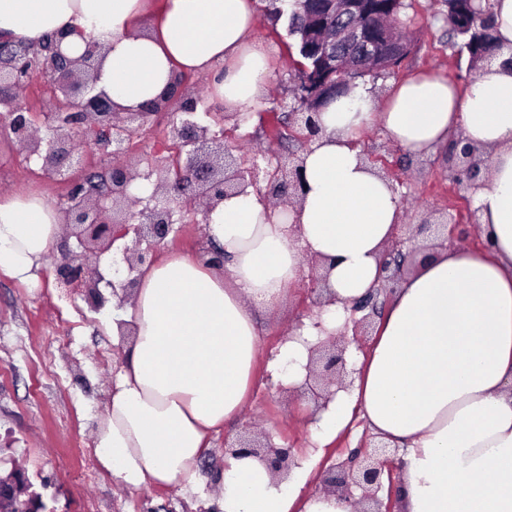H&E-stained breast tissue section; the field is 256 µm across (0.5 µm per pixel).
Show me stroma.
I'll list each match as a JSON object with an SVG mask.
<instances>
[{
	"mask_svg": "<svg viewBox=\"0 0 512 512\" xmlns=\"http://www.w3.org/2000/svg\"><path fill=\"white\" fill-rule=\"evenodd\" d=\"M441 4L442 0H414L409 56L394 73L361 80L375 100H383L393 83L431 66L441 67L449 79L462 84L475 76L467 53L449 49L446 26L434 18ZM268 6L269 0H256L254 36L269 48L272 86L268 95L250 107L245 121L225 112L223 104L211 96L204 78L192 76L187 82L211 109L208 125L223 128L225 143L238 146L244 158L257 152L270 159L284 158L304 151L299 139L281 141L276 136L290 122L298 51L285 23L271 25L266 17ZM362 145L377 167L387 168L399 178L404 223H431L436 212L445 211L466 224L464 243L478 245L479 235L468 224L471 195L453 181L446 150L414 156L376 127L364 134ZM173 153L167 119L159 116L135 132L128 161L143 171ZM0 190L37 194L57 208L66 203L64 185L45 177L39 165L27 160L4 136H0ZM69 244V239H59L51 257L37 270L36 284L0 272V445L11 449L16 465L24 469L54 512H205L201 494L215 492L224 474V439L246 425L301 457L313 447L307 421L311 395L296 396L262 369L240 415L225 423L222 434L213 437L200 461L204 491L180 485H119L100 466L93 438L112 390V373L121 365L123 353L105 333L104 316L90 311L82 296L67 295L57 283L54 260ZM311 312V299L301 281L279 313H257L263 359L274 357L288 330ZM372 440L365 421L354 418L314 464L307 492L323 491L329 465Z\"/></svg>",
	"mask_w": 512,
	"mask_h": 512,
	"instance_id": "stroma-1",
	"label": "stroma"
}]
</instances>
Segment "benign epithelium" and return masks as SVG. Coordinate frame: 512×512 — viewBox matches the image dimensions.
<instances>
[{"label": "benign epithelium", "instance_id": "obj_1", "mask_svg": "<svg viewBox=\"0 0 512 512\" xmlns=\"http://www.w3.org/2000/svg\"><path fill=\"white\" fill-rule=\"evenodd\" d=\"M365 0H323L322 11L340 9L359 13ZM312 27L304 43L316 52L329 43L322 30V15H310ZM62 37L49 35L36 45L19 43L0 37V131L17 143L27 158L35 159L48 178L67 185L66 205L61 209L62 229L67 238L76 241V249L68 250L56 266L58 283L74 293L83 295L89 308L99 312L108 298L102 289L121 288L129 297L137 285L140 267L155 260L158 248L177 224L176 214L193 208L207 215L230 194L245 192L249 186L260 191L259 179L267 182L268 192L298 195L301 188V157L267 161L265 167L252 163L242 168L232 149L224 146V137L197 118L186 108L198 106V100L183 92L178 81L168 96L154 101L140 112H117L112 99L104 93H93V81L98 67L100 48L90 43L78 57L72 58L62 50ZM47 72L54 84V101L46 113L48 134L37 133L35 113L18 102L17 90L28 86L32 74ZM309 80L298 85L297 100L304 109L303 139L309 142L319 133L313 113L305 111L313 100L304 91ZM172 116L171 137L178 150L169 164L135 172L126 163H108L104 188H94L92 176L77 174L81 167L71 133L83 130L103 156L112 157L128 152L127 142L132 134L130 123L157 115ZM448 158L458 159L461 166L454 172L459 185L471 187L485 159L473 147L459 148V140L448 143ZM142 179L154 183L150 194L138 197L132 193L134 182ZM459 235L466 233L465 224H448L440 220L432 225L418 224L407 240L427 231L447 242L448 229ZM404 241L396 240L383 255L379 269L380 288L350 308L349 321L353 332L369 327L378 315L376 299L386 290L394 289L404 277L408 259L418 251L403 250ZM345 337L331 336L310 348L307 375L303 389L311 392L318 407L325 406L339 389L347 387L348 371L343 358ZM232 454L241 451L268 464L278 474L291 467L290 449L277 446L267 437L249 429L233 441L224 442ZM340 472L341 482L329 480L327 492L338 494L352 506L351 512H396L392 497H379L384 486L394 484V466L386 454V445L364 453L361 460L339 463L329 472ZM14 504V512H46L43 498L30 491L25 472L12 468L7 476L0 475V503Z\"/></svg>", "mask_w": 512, "mask_h": 512}]
</instances>
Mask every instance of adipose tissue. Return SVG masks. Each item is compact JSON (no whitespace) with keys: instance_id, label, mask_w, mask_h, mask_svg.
<instances>
[{"instance_id":"1","label":"adipose tissue","mask_w":512,"mask_h":512,"mask_svg":"<svg viewBox=\"0 0 512 512\" xmlns=\"http://www.w3.org/2000/svg\"><path fill=\"white\" fill-rule=\"evenodd\" d=\"M253 0H0V33L26 44L61 34L80 56L101 47L97 87L120 111H139L176 76L209 77L226 111L271 85L252 34ZM319 135L302 155L295 203L272 206L254 188L225 197L205 226L222 267L169 255L138 272L131 300L106 322L125 360L94 433L101 467L123 485H193L210 439L238 416L261 344L253 311L284 304L302 264L316 260L333 303L292 330L271 361L296 388L310 347L344 333L354 301L377 288L379 258L397 235L400 197L358 141L380 127L421 155L450 139L484 153L472 200L482 249L421 251L381 320L352 383L318 410L327 442L360 411L402 453V512H512V67L484 62L466 86L412 76L383 102L361 88L324 101ZM61 234V214L37 195H0V271L32 282ZM220 512H350L340 496L305 493L310 460L277 475L227 455Z\"/></svg>"}]
</instances>
